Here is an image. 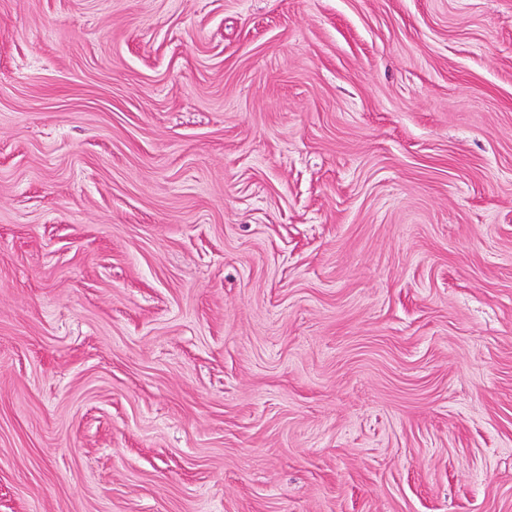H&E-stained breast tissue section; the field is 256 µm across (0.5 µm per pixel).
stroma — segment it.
Returning a JSON list of instances; mask_svg holds the SVG:
<instances>
[{
	"mask_svg": "<svg viewBox=\"0 0 512 512\" xmlns=\"http://www.w3.org/2000/svg\"><path fill=\"white\" fill-rule=\"evenodd\" d=\"M0 512H512V0H0Z\"/></svg>",
	"mask_w": 512,
	"mask_h": 512,
	"instance_id": "1",
	"label": "stroma"
}]
</instances>
